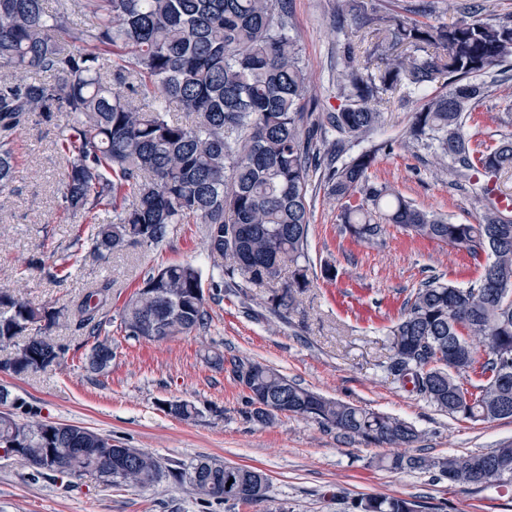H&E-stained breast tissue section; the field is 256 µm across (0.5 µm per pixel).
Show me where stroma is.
<instances>
[{
	"label": "stroma",
	"mask_w": 512,
	"mask_h": 512,
	"mask_svg": "<svg viewBox=\"0 0 512 512\" xmlns=\"http://www.w3.org/2000/svg\"><path fill=\"white\" fill-rule=\"evenodd\" d=\"M290 32L299 41L312 81L313 109L333 112L342 99L338 77L347 43L363 54L360 28L365 16H340L337 0H289ZM419 97L397 90L378 103L383 127L373 144L393 143L372 169L377 181L394 187L419 207L456 224L476 223L481 205L450 174L437 170L423 150L396 142L410 127ZM473 144H495L512 132V81L493 85L467 121ZM55 122L34 118L14 136L12 190L0 203V289L35 306L66 308L67 318L51 329L68 348L61 363L16 375L8 366L13 348H0V386L11 400L5 408L18 419L81 426L143 449L169 466L201 458L262 470L273 499L292 512H348L364 495H399L446 512H512V496L492 489L449 485L431 473L378 467L381 446L350 440L296 416H276L260 424L247 418V394L232 371L237 359L278 369L289 379L330 398L401 417L421 432L413 452L446 456L489 450L512 441V418L473 423L437 411L422 397L394 382L382 364L389 328L413 288L432 276L459 285L475 280L483 266L434 241H413L395 225L383 244L357 242L340 231V204L320 180L310 187L309 277L297 310L280 319L265 314V288H250V305L232 292L207 302L206 329L162 341L125 336L112 325V364L106 372L85 368L92 345L75 313L83 295L110 283L103 298L110 316L158 268L181 262L211 277L207 229L173 224L155 247H131L105 257L85 250L81 264L65 280L50 278L36 262L68 244L75 232L90 236L92 220L64 214L57 205L64 162L54 149ZM336 271L323 278L324 267ZM223 364H215V356ZM194 403L198 416L168 415V401ZM0 512H260L256 506L230 508L199 495L189 484L172 481L142 489L106 487L91 477L67 484L37 474L17 456L0 455Z\"/></svg>",
	"instance_id": "1"
}]
</instances>
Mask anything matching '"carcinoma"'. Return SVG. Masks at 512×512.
Listing matches in <instances>:
<instances>
[{
    "label": "carcinoma",
    "instance_id": "carcinoma-1",
    "mask_svg": "<svg viewBox=\"0 0 512 512\" xmlns=\"http://www.w3.org/2000/svg\"><path fill=\"white\" fill-rule=\"evenodd\" d=\"M289 0H0V192L14 180L13 134L36 115H58L55 140L66 163L63 211L112 214L90 238L99 253L162 243L171 224H204L208 256L237 293L266 286L265 309L285 318L310 287L307 202L310 173L323 171L328 194L341 203L342 231L372 245L386 225L407 235L443 242L473 258L491 256L469 286L434 277L413 289L390 328L386 369L412 385L438 411L489 422L512 417V210L500 208L493 178L512 170V135L493 146L472 145L466 130L494 73L512 60V23L479 18V5L462 16L400 20L373 30L363 66L353 51L339 76L344 103L334 112L306 111L309 80L298 41L288 34ZM443 82L448 90L430 92ZM419 95L402 146L430 151L434 164L472 186L482 203L475 224H453L416 206L371 177L381 148L338 160L328 134L367 140L382 124L374 105L399 88ZM87 240L76 233L47 275L64 280L83 260ZM288 266V278L282 277ZM105 283L77 306L79 327L93 344L85 367L112 363L105 326ZM202 271L186 262L150 273L120 312V328L136 339H162L207 327ZM59 312L31 305L0 289V346L17 348L9 369L38 372L60 362L67 348L49 336ZM250 390L249 416L311 420L340 435L396 449L379 459L392 471L419 470L452 477L459 485L512 488V443L489 451L444 457L412 455L420 432L411 423L301 386L260 362H233ZM479 373L473 383L470 374ZM511 379L499 384L503 373ZM167 414L198 415L188 401ZM11 443L41 475L59 479L56 459H68L66 478L87 476L105 486L152 487L188 482L226 505L271 501L266 474L254 467L198 460L172 469L138 450L119 470L108 459L112 439L70 425L59 431L38 420L0 413V448ZM351 512H423L400 496L367 495Z\"/></svg>",
    "mask_w": 512,
    "mask_h": 512
}]
</instances>
